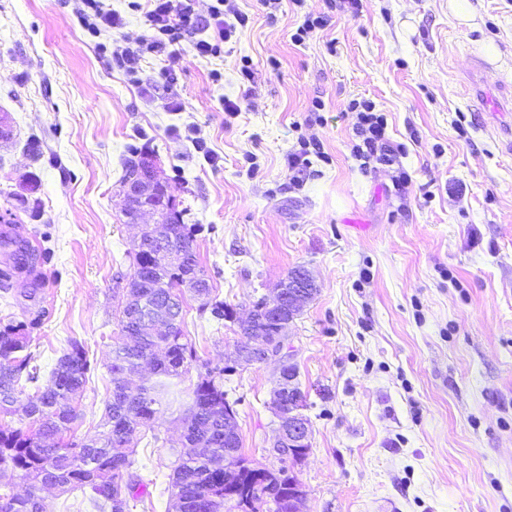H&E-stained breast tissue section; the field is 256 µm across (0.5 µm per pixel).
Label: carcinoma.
Masks as SVG:
<instances>
[{
	"instance_id": "obj_1",
	"label": "carcinoma",
	"mask_w": 512,
	"mask_h": 512,
	"mask_svg": "<svg viewBox=\"0 0 512 512\" xmlns=\"http://www.w3.org/2000/svg\"><path fill=\"white\" fill-rule=\"evenodd\" d=\"M160 218L166 231L164 249L177 254L179 263L157 255L147 233L128 251L140 306L120 307V337L109 366L112 388L95 434L60 443L78 418L75 399L93 366L82 342L68 341L41 385L42 367L29 352L41 312H34L27 322L0 324V415L18 413L27 421L25 428L0 425V472L20 471L29 480L22 494L3 485L0 512H45L41 492L48 487L81 491L96 512H129L130 501L144 496V482L133 471L136 460L130 440L144 429L159 441L158 427L168 411L181 413L184 425L174 450L171 512H230L224 492L244 493L259 482L265 493L282 502L279 512H288L287 484L280 482L278 472L244 457L238 458V468L227 480L224 472L212 469L224 450L241 447L239 437L224 438V372L233 367L200 362L195 344L182 328L184 292L200 300L202 309H210L219 324L232 319L233 313L224 302L213 300V286L199 264L195 241L202 225L184 223L183 211L175 204L164 207ZM0 250L11 260L0 270V294L8 295L13 277L23 273L31 278L27 298L36 301L41 280L35 275L36 265L29 263L39 260L36 249L1 230ZM152 357L157 362L152 376L135 388H125L118 374L133 372ZM194 364L199 365L197 381L181 387L182 376ZM27 383L35 385V393L21 404L19 396Z\"/></svg>"
}]
</instances>
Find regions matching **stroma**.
I'll list each match as a JSON object with an SVG mask.
<instances>
[{
  "mask_svg": "<svg viewBox=\"0 0 512 512\" xmlns=\"http://www.w3.org/2000/svg\"><path fill=\"white\" fill-rule=\"evenodd\" d=\"M233 2L249 22L222 56L183 48L169 80L163 57L144 55L134 86L70 6L0 0V117L12 129L0 140V214L17 212L12 234L49 253L38 364L50 371L72 337L95 362L72 436L95 433L110 394L112 290L134 272L127 252L142 226L120 194L136 145L157 158L186 223L204 226L199 261L234 313L220 324L185 297L201 360L224 365L250 302L287 271L314 280L288 327L307 395L304 512H512V0H469L474 29L448 0H361L354 15L333 0H281L274 12ZM308 15L328 22L296 43ZM173 92L184 111L164 109ZM355 99L373 101L405 144L406 194L387 167L364 172L352 156ZM302 137L326 158L296 186L288 155ZM31 176L38 209L17 211ZM276 380L271 363L224 378L243 451L268 468ZM160 430L161 443H132L147 486L132 512H168L177 415Z\"/></svg>",
  "mask_w": 512,
  "mask_h": 512,
  "instance_id": "35a3bbf8",
  "label": "stroma"
}]
</instances>
